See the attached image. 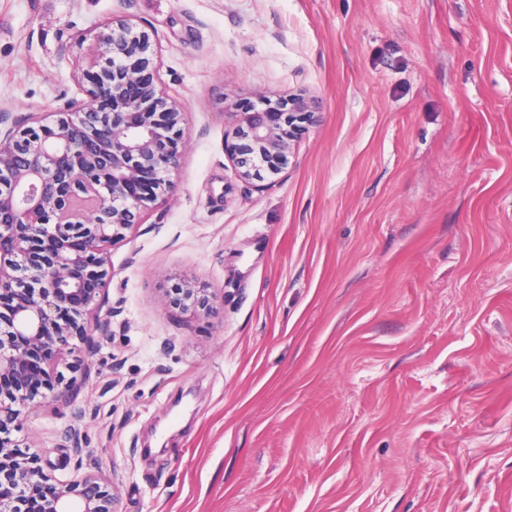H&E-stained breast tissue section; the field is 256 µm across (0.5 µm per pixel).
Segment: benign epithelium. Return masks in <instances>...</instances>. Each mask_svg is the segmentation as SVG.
Wrapping results in <instances>:
<instances>
[{"instance_id": "obj_1", "label": "benign epithelium", "mask_w": 512, "mask_h": 512, "mask_svg": "<svg viewBox=\"0 0 512 512\" xmlns=\"http://www.w3.org/2000/svg\"><path fill=\"white\" fill-rule=\"evenodd\" d=\"M102 27L89 64L75 71L85 100L50 124L0 111V512H115L107 479L80 459L72 430L62 434L78 459L65 480L10 438L19 407L48 392L71 403L57 367L70 340L107 326L99 312L112 246L176 190L182 112L158 88L155 47L127 18ZM318 109L315 98L290 94L229 113L238 176L286 168L297 123ZM176 292L182 311L212 312L206 289Z\"/></svg>"}]
</instances>
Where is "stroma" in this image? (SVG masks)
<instances>
[{"label":"stroma","mask_w":512,"mask_h":512,"mask_svg":"<svg viewBox=\"0 0 512 512\" xmlns=\"http://www.w3.org/2000/svg\"><path fill=\"white\" fill-rule=\"evenodd\" d=\"M124 16L178 189L112 248L73 402L13 440L63 479L73 426L118 512H512V0H0V111L84 100ZM298 92L288 167L237 178L228 109ZM179 297L175 300L171 297V301L178 305L183 312L193 314L194 316H206L212 312L213 307L210 305L209 297L205 288H175Z\"/></svg>","instance_id":"obj_1"}]
</instances>
